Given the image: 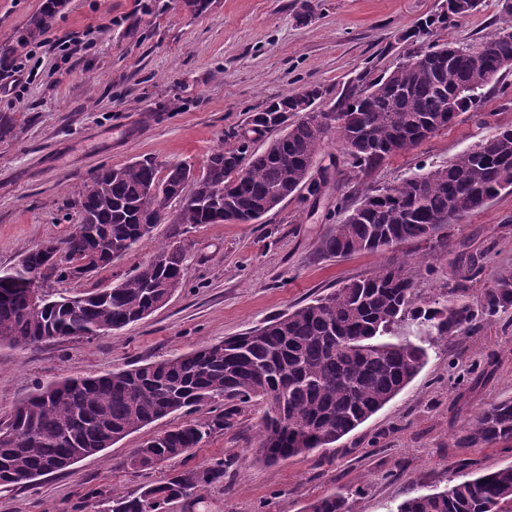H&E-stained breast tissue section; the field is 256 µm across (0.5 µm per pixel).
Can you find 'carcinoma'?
Instances as JSON below:
<instances>
[{
  "label": "carcinoma",
  "mask_w": 512,
  "mask_h": 512,
  "mask_svg": "<svg viewBox=\"0 0 512 512\" xmlns=\"http://www.w3.org/2000/svg\"><path fill=\"white\" fill-rule=\"evenodd\" d=\"M62 6L47 5L27 38L42 36ZM448 26L433 15L411 35ZM449 54L428 65L398 63L393 70L352 85L328 110L318 107L319 86L265 102L246 123L226 133L202 172L162 168L151 157L92 175L75 202L81 221L58 242L53 261L40 249L21 255L39 285L71 280L69 264L82 261L87 276L109 266L149 236L160 220L146 205L154 187L178 204L179 224L256 223L293 194L315 195L311 170L329 140L356 167L376 168L435 135L461 112L484 101L485 74L512 60V30L502 28L471 45L437 44ZM280 132L274 137L272 133ZM512 192V127L500 129L434 169L418 168L397 183L367 190L321 244L330 256L384 252L389 262L276 317L241 336L209 343L171 358L116 368L96 377L40 385L0 419V488L19 489L44 476L55 461L100 454L119 440L170 414L191 413L224 402V409L160 432L136 449L130 463L153 468L186 454L231 425L236 402L260 398L258 458L276 464L327 448L393 400L419 373L427 347L474 330L479 315L452 298L419 306L414 294L418 264L399 258L403 244L446 243L448 229L482 209L501 192ZM186 255L171 245L109 288L83 293L74 308L65 297L31 302L28 288L0 271V343L25 349L57 337L92 340L138 322L160 308L182 285ZM512 306V268L498 274L485 293L484 311ZM512 443V399L483 407L460 440L463 448ZM224 482V462L186 468L135 493L106 498L94 512H168L193 503ZM306 512H349L347 496L333 492L310 502ZM395 512H512V466L418 492Z\"/></svg>",
  "instance_id": "carcinoma-1"
}]
</instances>
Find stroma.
<instances>
[{
  "mask_svg": "<svg viewBox=\"0 0 512 512\" xmlns=\"http://www.w3.org/2000/svg\"><path fill=\"white\" fill-rule=\"evenodd\" d=\"M44 0H0V46L16 43L38 18ZM444 0H65L34 50L36 76L23 95L5 91L10 60L0 61V269L27 249L63 239L79 220L73 202L96 171L143 157L161 165L202 169L226 132L268 99L310 85L324 88L330 108L360 72L399 63L403 36L439 13ZM512 15L498 0L433 40L474 43ZM76 40L63 55L57 44ZM512 126V72L488 86L483 108L460 113L444 131L389 158L376 169L354 167L337 144L315 161L330 180L321 197L289 196L256 224L157 225L150 238L93 277L52 282L49 292L78 295L105 288L148 261L162 244L187 253L183 288L146 319L93 340H51L25 349L0 344V417L38 385L145 364L234 336L294 310L386 263L381 253L324 254L322 239L343 218L337 197L357 200L368 186L398 182L418 166L447 164L499 128ZM422 271L418 302L448 294L483 309L498 272L512 267V194L491 200L452 225L446 245L408 244ZM481 274L463 281V259ZM512 397V307L482 316L473 334L449 337L428 351L425 366L389 404L333 447L285 462L260 461L262 401L242 407L233 423L188 456L154 469L127 459L160 431L181 424L171 414L86 458L39 478L27 489L0 490V512H94L96 500L126 495L173 471L229 461L223 484L192 507L170 512H305L314 499L347 493L350 512H394L420 486L512 465V447L459 448L455 441L481 408ZM454 460L465 472H449Z\"/></svg>",
  "mask_w": 512,
  "mask_h": 512,
  "instance_id": "obj_1",
  "label": "stroma"
}]
</instances>
